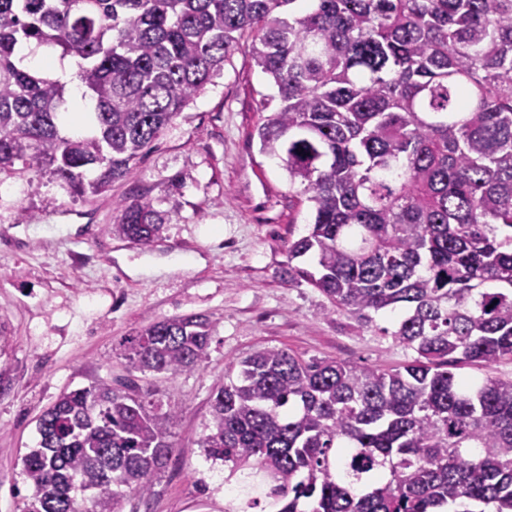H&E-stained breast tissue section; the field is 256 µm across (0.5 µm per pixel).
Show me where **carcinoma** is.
<instances>
[{"mask_svg": "<svg viewBox=\"0 0 512 512\" xmlns=\"http://www.w3.org/2000/svg\"><path fill=\"white\" fill-rule=\"evenodd\" d=\"M297 2L0 0V173L46 170L81 196L133 177L254 33L280 100L261 151L310 210L288 261L313 269L288 275L415 356L382 370L257 351L226 368L201 448L275 512H512V380L490 373L512 361V0ZM31 43L78 60L90 131L63 132L66 85L22 66ZM169 219L142 197L112 233L148 245ZM211 341L192 314L120 347L160 375L194 369ZM465 365L488 373L458 376ZM175 420L132 378L62 395L22 459L37 490L26 512H122L148 496Z\"/></svg>", "mask_w": 512, "mask_h": 512, "instance_id": "obj_1", "label": "carcinoma"}]
</instances>
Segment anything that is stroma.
Wrapping results in <instances>:
<instances>
[{
    "label": "stroma",
    "mask_w": 512,
    "mask_h": 512,
    "mask_svg": "<svg viewBox=\"0 0 512 512\" xmlns=\"http://www.w3.org/2000/svg\"><path fill=\"white\" fill-rule=\"evenodd\" d=\"M244 33L220 75L152 143L134 177L73 195L51 175L0 176V512L34 494L22 458L38 421L65 392L129 375L118 344L144 325L202 313L213 324L195 369L141 375L176 414L173 453L149 496L123 512H224V465L200 441L225 365L264 348L394 369L413 356L289 281V241L310 220L300 186L260 150L255 129L277 103ZM179 188H171V179ZM144 196L171 213L141 246L112 235L120 205Z\"/></svg>",
    "instance_id": "obj_1"
}]
</instances>
